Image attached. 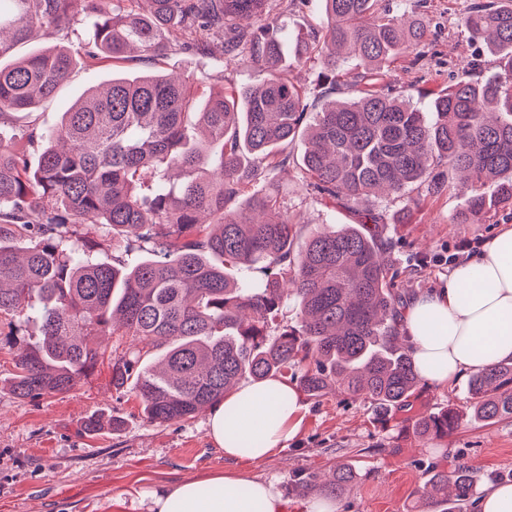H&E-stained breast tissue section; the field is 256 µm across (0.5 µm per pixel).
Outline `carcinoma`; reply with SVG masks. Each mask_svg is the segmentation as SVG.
<instances>
[{
    "mask_svg": "<svg viewBox=\"0 0 512 512\" xmlns=\"http://www.w3.org/2000/svg\"><path fill=\"white\" fill-rule=\"evenodd\" d=\"M278 2L0 0V59L36 28L91 14L92 60L153 61L177 32L217 28L224 54L244 44L249 62L269 71L250 86L197 96L192 75L114 70L56 127L31 125L20 151L5 116L52 98L77 56L50 46L0 64V317L39 322L35 339L12 344V395L67 392L105 355L97 337L117 332L136 347L113 362L112 379H134L152 423L190 420L243 380L290 370L310 396H365L379 420L414 394L421 377L399 343L393 241L368 203L408 209L416 188L437 196L450 188L448 166L468 194L453 223H480L489 182L498 203L512 205V0L471 5L464 28L497 72L484 78L466 63V78L434 96L429 120L383 82L388 63L424 39L421 19L381 12L380 0H323L324 22L295 46L328 97L311 112L308 92L277 72ZM351 60L363 67L351 83L356 95L329 98ZM192 126L201 139H187ZM299 136L305 192L341 204L358 223L301 233L271 180ZM88 224L97 238L86 236ZM108 253L110 262L101 259ZM290 301L298 325L281 329ZM153 350L162 359L150 364ZM471 395L474 418L512 419V360L478 370ZM461 421L448 407L412 419V429L446 437ZM357 480L355 467L341 464L299 489L339 498ZM424 489L441 512L461 510L477 498L478 479L467 466L435 469Z\"/></svg>",
    "mask_w": 512,
    "mask_h": 512,
    "instance_id": "carcinoma-1",
    "label": "carcinoma"
}]
</instances>
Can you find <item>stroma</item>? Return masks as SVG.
I'll return each mask as SVG.
<instances>
[{
    "label": "stroma",
    "mask_w": 512,
    "mask_h": 512,
    "mask_svg": "<svg viewBox=\"0 0 512 512\" xmlns=\"http://www.w3.org/2000/svg\"><path fill=\"white\" fill-rule=\"evenodd\" d=\"M472 0H385L399 12L413 8L428 29L419 54H406L392 63L385 76L410 98L420 111H428L434 93L448 87L470 60L481 65L482 76L493 75L484 45L465 38L462 20ZM275 17L287 36L280 67L308 91L316 89L314 69L294 59L295 38L308 24L323 17L322 0H282ZM198 32H184L156 67L166 73L197 76L196 92L213 85L242 87L263 79L264 71L252 66L245 54L223 52L224 37H206L209 54L197 53ZM82 17L33 32L17 48V55L60 44L84 53L88 41ZM112 69L99 64H78L56 95L33 112H16L9 119L15 129L32 120L52 127L65 110L87 89L111 79ZM303 140L287 148L290 162L274 179L287 192L290 211L300 215L309 229L324 224H353L357 218L327 201L306 199L298 165ZM465 203L457 190L422 197L419 205L401 210L398 204L379 202L387 234L398 248L392 261L400 270L396 280L403 296L443 287L451 271L435 255L458 252L460 243H487L506 224L512 225V208L487 210L483 223L456 224L452 217ZM460 260L468 253L458 252ZM133 346L130 337L105 339L100 361L68 392L22 400L7 389L14 372L12 354L0 345V512H148L146 491L183 481H201L223 473L229 463L208 435V413L184 422L155 424L145 417L142 404L130 387L112 381V363ZM469 377L452 388L420 384L407 406L393 411L385 422L375 420L367 401L348 394L326 393L312 397L300 393L302 421L287 448L266 461L246 466L251 476L273 481L286 502L284 512H300L305 495L295 485L298 477L321 473L343 463L355 465L358 483L336 501L337 512H421L418 490L429 468L454 471L467 466L476 472L479 488L512 482V420L492 424L469 417ZM455 407L464 419L443 439L428 442L417 437L410 420L418 415ZM116 421V428L86 432L89 418Z\"/></svg>",
    "instance_id": "1"
}]
</instances>
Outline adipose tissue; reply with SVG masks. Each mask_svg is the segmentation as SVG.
I'll return each instance as SVG.
<instances>
[{
	"label": "adipose tissue",
	"instance_id": "obj_1",
	"mask_svg": "<svg viewBox=\"0 0 512 512\" xmlns=\"http://www.w3.org/2000/svg\"><path fill=\"white\" fill-rule=\"evenodd\" d=\"M401 330L425 382L446 387L467 371L512 359V225L504 226L476 258L459 264L446 287L404 302ZM296 389L276 378L225 396L209 418V433L225 458L257 464L286 448L298 432ZM151 512H283L274 483L239 471L205 481L150 490Z\"/></svg>",
	"mask_w": 512,
	"mask_h": 512
}]
</instances>
